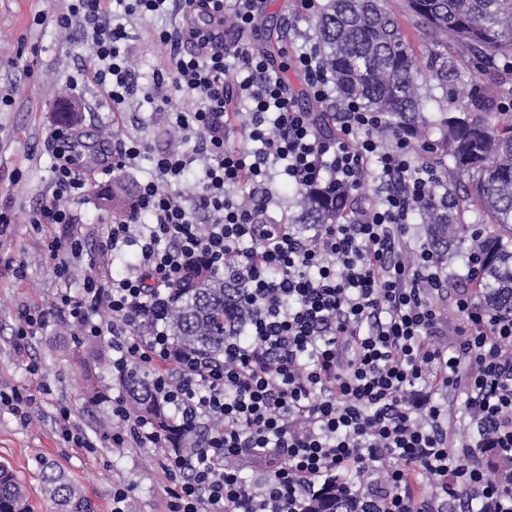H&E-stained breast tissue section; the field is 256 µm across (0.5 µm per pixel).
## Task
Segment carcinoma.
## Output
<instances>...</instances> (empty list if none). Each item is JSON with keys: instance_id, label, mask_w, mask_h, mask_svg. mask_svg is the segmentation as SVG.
<instances>
[{"instance_id": "1", "label": "carcinoma", "mask_w": 512, "mask_h": 512, "mask_svg": "<svg viewBox=\"0 0 512 512\" xmlns=\"http://www.w3.org/2000/svg\"><path fill=\"white\" fill-rule=\"evenodd\" d=\"M401 14L384 0H324L316 20L321 61L340 101H356L383 112L408 138L428 142L440 135V155L448 159L451 181L463 194L436 193L419 209L427 225V245L443 256L463 258L474 249L482 256L477 278L479 296L491 310L512 311V112L498 109L502 87L479 79L485 65L512 60V0H400ZM405 16L426 44L419 57L402 32ZM463 49V58L448 55V42ZM434 82L444 93H423ZM294 224H334L348 216L332 195L293 191ZM133 191L117 182L100 198L104 210L130 212ZM475 209L490 218L478 239L459 223L462 211ZM233 284L197 264L175 286L165 322L172 343L211 357L224 354V306ZM150 369L134 366L120 385L128 392L130 411L152 419L173 448H196V437L176 428L168 409L151 396ZM43 491L56 512H96L83 490L51 465L43 466ZM336 486L326 487L314 512H340ZM0 512H29L23 485L0 463Z\"/></svg>"}]
</instances>
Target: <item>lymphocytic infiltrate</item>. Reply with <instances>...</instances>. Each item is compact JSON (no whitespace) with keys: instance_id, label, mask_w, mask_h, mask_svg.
I'll return each mask as SVG.
<instances>
[{"instance_id":"lymphocytic-infiltrate-1","label":"lymphocytic infiltrate","mask_w":512,"mask_h":512,"mask_svg":"<svg viewBox=\"0 0 512 512\" xmlns=\"http://www.w3.org/2000/svg\"><path fill=\"white\" fill-rule=\"evenodd\" d=\"M257 3L71 0L57 17L59 27L79 28L95 60L71 88L94 84L116 112L141 93L164 106L192 99L194 110L173 113L171 124L193 148L116 142L107 173L147 152L153 159L133 216L104 232L111 258L134 245L137 259L122 278L96 269L80 296L25 310L18 346L62 316L81 336L107 342L113 372L135 362L153 368V391L199 438L198 447L166 450L159 464L167 512H312L334 479L352 512H446L452 501L469 512H512V486L475 454L492 448L512 459V314L480 303L478 254L457 278L409 222L441 182L433 147H411L385 113L352 101L334 114L304 110L301 100L330 101L328 73L316 47L306 48L294 87L250 49ZM166 16L176 24L154 35L164 61L146 92L127 61L129 20ZM231 57L241 74L231 73ZM242 100L250 108L239 118ZM237 119L254 149L227 147ZM195 164L189 198L182 183ZM52 173L53 193L28 221L58 228L45 248L64 278L84 252L70 203L91 174L62 153ZM279 179L345 189L353 219L308 234L273 222ZM200 259L238 286L218 359L175 348L164 324L172 288ZM448 392L463 395L461 409L434 403ZM112 421L113 447L164 448L125 395L113 397Z\"/></svg>"}]
</instances>
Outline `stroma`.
<instances>
[{
	"label": "stroma",
	"instance_id": "stroma-1",
	"mask_svg": "<svg viewBox=\"0 0 512 512\" xmlns=\"http://www.w3.org/2000/svg\"><path fill=\"white\" fill-rule=\"evenodd\" d=\"M67 6L68 0H0V97L12 100L11 105L0 106V203H8L14 216L8 231L0 235V391L35 396L25 424L0 407V463L10 466L26 486L31 512H55L42 492V466L47 462L80 484L97 512H112L113 489L127 484L133 487L128 512H165L156 466L161 449L143 452L112 446L109 398L120 386L109 366V351L98 341L77 337L61 318L32 338L27 350H16L14 343L22 309L46 306L64 288L79 292L90 257L99 254V226L112 220L98 205L99 186L72 203L77 223L88 233L90 256L71 261L64 280L45 254L43 233L27 222L29 212L53 190L50 167L55 147L47 134L58 122L56 99L67 93V80L77 69L93 65L78 29L64 31L55 24ZM315 21V14L298 9L295 0H261L252 43L264 48L277 42L281 60L289 63L303 37H315ZM128 55L143 86H151L152 73L162 62L151 25L141 24L139 38L128 44ZM20 56L32 61V75L14 68ZM73 104L82 142L76 151L79 164H91L90 148L97 145L103 128L145 139L156 149L169 145L168 112L143 98L130 100L115 114L88 86ZM20 262L27 268L23 278L13 272ZM41 381L49 385V392L38 391ZM89 383L96 388L97 400L84 394ZM62 404L70 408L73 425L90 439V447L74 448L60 438L55 417Z\"/></svg>",
	"mask_w": 512,
	"mask_h": 512
}]
</instances>
